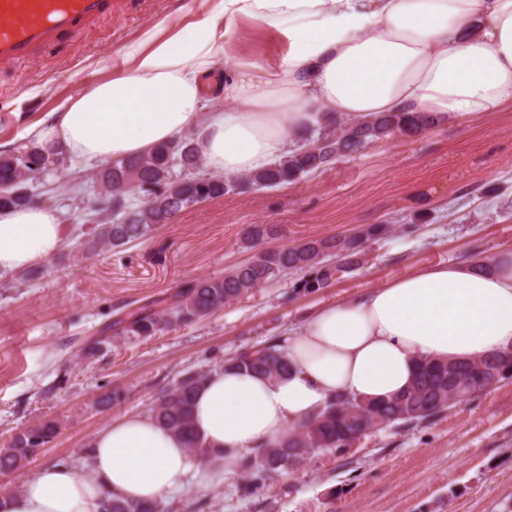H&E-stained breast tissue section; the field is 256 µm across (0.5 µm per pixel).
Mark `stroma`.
Segmentation results:
<instances>
[{
  "instance_id": "1",
  "label": "stroma",
  "mask_w": 512,
  "mask_h": 512,
  "mask_svg": "<svg viewBox=\"0 0 512 512\" xmlns=\"http://www.w3.org/2000/svg\"><path fill=\"white\" fill-rule=\"evenodd\" d=\"M110 16L80 36L21 62H0V143L25 145L30 128L88 83L109 78L130 40L160 18L180 23L204 0H114ZM239 58L283 54L271 28L245 23L229 47ZM94 168L73 162L56 179L50 206L65 238L96 196ZM392 230L370 243L367 262L313 295L290 280L262 285L190 326L147 339L118 337L87 357L90 336L122 305L164 297L190 279L222 275L254 253L243 236L274 224L278 246L352 236L368 224ZM512 248V108L452 116L414 137L373 144L324 170L275 188L228 194L180 212L143 242L89 254L70 246L42 278L0 275V441L44 419L59 434L0 488L23 485L43 465L80 461L112 419L149 412L187 370L210 368L283 334L301 313L358 296L430 265L491 260ZM118 388L123 401L102 410ZM248 469L224 481H190L169 496L176 512H512V381L432 421L374 430L352 447L308 456L251 490Z\"/></svg>"
}]
</instances>
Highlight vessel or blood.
Returning <instances> with one entry per match:
<instances>
[{"label": "vessel or blood", "instance_id": "b4317fda", "mask_svg": "<svg viewBox=\"0 0 512 512\" xmlns=\"http://www.w3.org/2000/svg\"><path fill=\"white\" fill-rule=\"evenodd\" d=\"M112 0H0V61L17 62L110 14Z\"/></svg>", "mask_w": 512, "mask_h": 512}]
</instances>
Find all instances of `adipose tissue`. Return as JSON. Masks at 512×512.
Here are the masks:
<instances>
[{
  "label": "adipose tissue",
  "mask_w": 512,
  "mask_h": 512,
  "mask_svg": "<svg viewBox=\"0 0 512 512\" xmlns=\"http://www.w3.org/2000/svg\"><path fill=\"white\" fill-rule=\"evenodd\" d=\"M247 21L274 29L284 55L232 57L230 40ZM219 61L226 111L204 91ZM510 106L512 0H217L186 23L161 20L128 42L109 79L67 98L30 135L44 152L93 164L195 130L207 166L238 174L287 155L293 134L323 114L448 117ZM62 246L55 210L0 211V273L45 262ZM284 339L287 375L217 368L195 395L194 429L224 475L336 395L387 398L409 385L420 359L512 351V250L323 304ZM90 446L86 465L50 463L19 492L0 493V512H99L108 493L153 502L196 475L183 439L148 414L112 420Z\"/></svg>",
  "instance_id": "ef3b65f1"
}]
</instances>
